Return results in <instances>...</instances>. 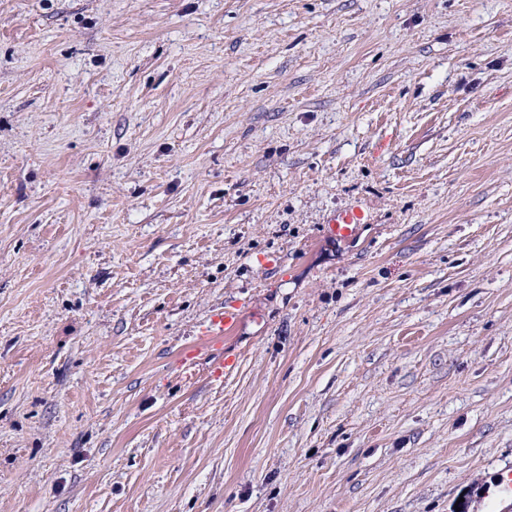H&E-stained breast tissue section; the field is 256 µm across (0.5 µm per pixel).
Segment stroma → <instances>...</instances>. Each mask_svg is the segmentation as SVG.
I'll use <instances>...</instances> for the list:
<instances>
[{"instance_id": "1", "label": "stroma", "mask_w": 512, "mask_h": 512, "mask_svg": "<svg viewBox=\"0 0 512 512\" xmlns=\"http://www.w3.org/2000/svg\"><path fill=\"white\" fill-rule=\"evenodd\" d=\"M0 512H512V0H0ZM363 213L357 208H351L338 213L330 222L331 231L336 237L348 238L363 223Z\"/></svg>"}]
</instances>
